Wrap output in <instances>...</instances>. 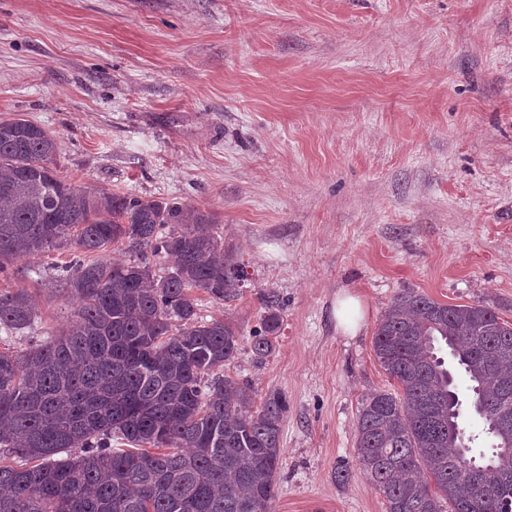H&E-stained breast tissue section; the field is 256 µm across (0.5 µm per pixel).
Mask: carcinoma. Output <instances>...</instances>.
Wrapping results in <instances>:
<instances>
[{
	"label": "carcinoma",
	"instance_id": "1",
	"mask_svg": "<svg viewBox=\"0 0 512 512\" xmlns=\"http://www.w3.org/2000/svg\"><path fill=\"white\" fill-rule=\"evenodd\" d=\"M57 150L41 126L0 119V273L119 240L176 263L159 275L143 261H78L65 276L72 325L22 354L0 350V512H268L286 400L273 391L255 409L249 387L219 374L239 331L199 319L190 295L232 301L245 278L224 255L216 216L176 198L79 189L58 174ZM264 303L252 341L260 361L281 326L278 296ZM34 322L27 292L0 289V332ZM444 346L469 382L470 409L512 432V323L485 304L407 289L373 342L400 392L362 403L358 465L387 512H512V447L481 449L461 431Z\"/></svg>",
	"mask_w": 512,
	"mask_h": 512
}]
</instances>
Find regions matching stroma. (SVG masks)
Segmentation results:
<instances>
[{"label": "stroma", "instance_id": "35a3bbf8", "mask_svg": "<svg viewBox=\"0 0 512 512\" xmlns=\"http://www.w3.org/2000/svg\"><path fill=\"white\" fill-rule=\"evenodd\" d=\"M14 117L56 136L74 185L216 215L246 279L224 304L191 295L240 331L225 375L288 401L270 512H386L354 444L365 398L395 389L373 348L385 310L411 289L512 322V0H0ZM78 256L0 276L36 306L12 351L69 324ZM341 292L365 309L353 338ZM269 293L282 327L259 363ZM364 315V307L356 296L346 294L336 298L334 317L338 332L346 336H355L362 327Z\"/></svg>", "mask_w": 512, "mask_h": 512}]
</instances>
